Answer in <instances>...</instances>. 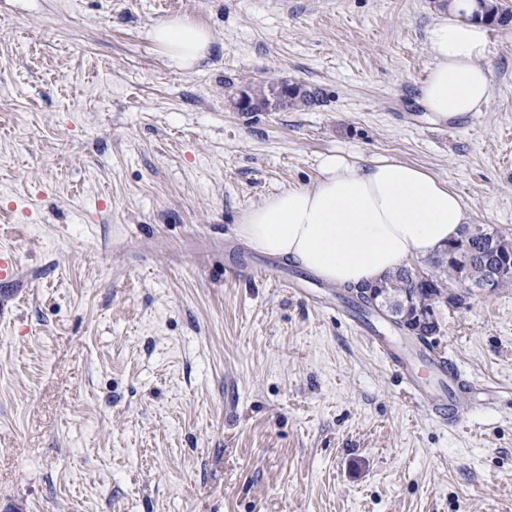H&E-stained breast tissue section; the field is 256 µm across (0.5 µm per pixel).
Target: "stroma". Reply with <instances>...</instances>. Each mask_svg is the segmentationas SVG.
I'll list each match as a JSON object with an SVG mask.
<instances>
[{"label": "stroma", "mask_w": 512, "mask_h": 512, "mask_svg": "<svg viewBox=\"0 0 512 512\" xmlns=\"http://www.w3.org/2000/svg\"><path fill=\"white\" fill-rule=\"evenodd\" d=\"M442 0H0V512H512V288L431 347L499 400L446 424L352 325L347 289L242 242L322 154L394 156L512 240V24L482 111L418 101ZM183 17L194 70L150 37ZM259 81L319 89L238 112ZM154 43L180 69L193 70L210 53L214 43L212 32L185 19L159 22L150 32ZM19 280V264L12 252L0 251V288H13Z\"/></svg>", "instance_id": "35a3bbf8"}]
</instances>
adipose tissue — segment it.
<instances>
[{
	"mask_svg": "<svg viewBox=\"0 0 512 512\" xmlns=\"http://www.w3.org/2000/svg\"><path fill=\"white\" fill-rule=\"evenodd\" d=\"M150 37L185 71L214 43L208 28L180 18L159 22ZM427 41L432 64L419 86L424 110L443 123L479 111L491 95L482 62L485 27L451 16L430 27ZM466 221L461 197L430 171L392 156L368 159L338 149L321 155L312 187L284 190L250 207L237 233L257 251L338 287L359 288L410 258L443 250Z\"/></svg>",
	"mask_w": 512,
	"mask_h": 512,
	"instance_id": "adipose-tissue-1",
	"label": "adipose tissue"
}]
</instances>
